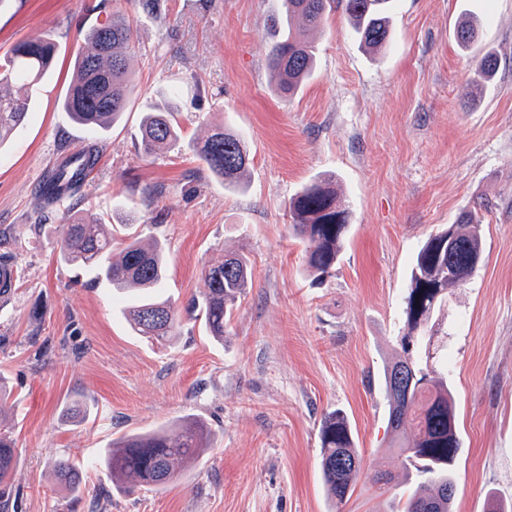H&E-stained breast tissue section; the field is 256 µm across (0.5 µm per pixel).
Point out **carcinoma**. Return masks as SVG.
Here are the masks:
<instances>
[{"mask_svg":"<svg viewBox=\"0 0 512 512\" xmlns=\"http://www.w3.org/2000/svg\"><path fill=\"white\" fill-rule=\"evenodd\" d=\"M391 0H341L359 42L380 48L389 38ZM279 25L285 34L272 47L268 66L273 87L280 95L299 89L310 75L316 57V36L324 28L331 0H285ZM459 45L478 39V23L469 19L455 32ZM134 34L120 13L91 28L75 55L73 77L61 107L74 122L104 130L118 121L133 93L129 59ZM57 45L49 37L22 41L0 57V148L26 119L38 85L50 72ZM494 54L479 61V80L469 86V98H478L482 81L497 69ZM181 141V130L170 111L147 112L141 120L140 150L146 156L167 151ZM191 149L224 188L235 191L246 184L250 153L234 131L217 125ZM98 163L91 149L70 156L41 189L52 205L77 190ZM294 215L292 233L305 243V264L321 280L336 267L349 226V212L330 176L316 179L289 202ZM60 258L80 267H91L97 277L118 291L141 290L126 307L131 327L140 336L165 340L176 335L181 314L156 291L166 276V259L159 241L145 245L137 238L112 252V234L97 222L80 218L62 224L58 240ZM483 253L480 219L462 213L456 223L430 234L415 254L410 283L404 297L407 331L400 339V353L384 369L388 402L387 424L405 468L414 475L415 489L398 495L392 512H453L455 476L451 466L460 450L453 396L447 377L429 362L415 356V349L429 327L435 308L448 289L465 284L478 270ZM207 288L192 300L186 312L201 310L210 335L222 339L238 299L252 282L249 261L239 252H228L206 271ZM323 484L342 512L363 474V458L355 446L347 416L340 410L326 413L318 433ZM208 433L197 422H179L160 431L133 433L110 448L105 464L112 483L131 493L139 488L162 489L194 462L207 447ZM16 465L13 441L0 432V512L16 505L10 481ZM57 480L73 492L83 484L82 471L65 459L57 461Z\"/></svg>","mask_w":512,"mask_h":512,"instance_id":"carcinoma-1","label":"carcinoma"}]
</instances>
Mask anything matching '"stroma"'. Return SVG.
I'll use <instances>...</instances> for the list:
<instances>
[{
	"label": "stroma",
	"instance_id": "obj_1",
	"mask_svg": "<svg viewBox=\"0 0 512 512\" xmlns=\"http://www.w3.org/2000/svg\"><path fill=\"white\" fill-rule=\"evenodd\" d=\"M7 0L0 55L51 36L60 53L26 124L0 149V258L18 279L0 301V430L16 448L18 512H331L318 428L341 410L364 458L344 512H391L404 480L386 428L382 374L406 331L412 259L432 232L475 212L478 271L449 290L429 351L447 364L461 453L454 512L512 506V0H392L391 34L367 53L342 10L329 13L311 77L277 95L267 59L282 35L283 0ZM123 11L134 30L136 90L106 130L76 125L60 106L71 59L93 26ZM480 37L461 50V17ZM498 70L479 101L465 97L485 52ZM172 108L179 147L140 152L145 112ZM246 142L250 177L225 190L189 149L215 123ZM99 163L78 194L39 195L54 159L87 147ZM331 174L350 211L332 275L313 281L292 235L289 199ZM159 238L161 297H201L212 260L246 255L252 284L223 340L184 317L173 343L138 336L110 284L60 259L67 213ZM87 408L66 419L72 402ZM204 423L209 446L164 490L112 489L101 462L128 432ZM67 459L80 494L55 480Z\"/></svg>",
	"mask_w": 512,
	"mask_h": 512
}]
</instances>
